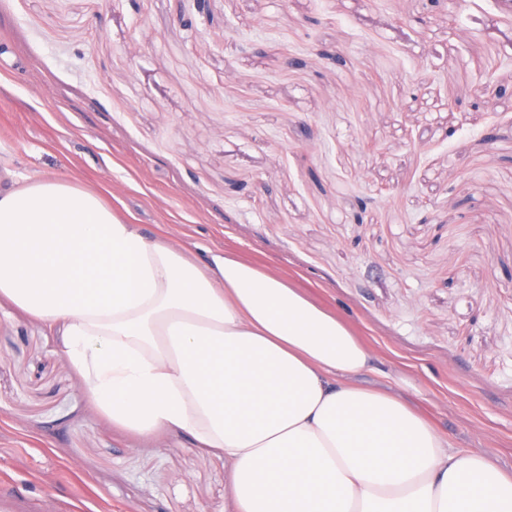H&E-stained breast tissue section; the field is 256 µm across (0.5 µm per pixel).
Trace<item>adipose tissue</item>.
I'll return each instance as SVG.
<instances>
[{"label":"adipose tissue","mask_w":512,"mask_h":512,"mask_svg":"<svg viewBox=\"0 0 512 512\" xmlns=\"http://www.w3.org/2000/svg\"><path fill=\"white\" fill-rule=\"evenodd\" d=\"M121 429L218 450L233 512H512V475L357 377L372 350L280 273L198 261L93 190L0 160V299Z\"/></svg>","instance_id":"obj_1"}]
</instances>
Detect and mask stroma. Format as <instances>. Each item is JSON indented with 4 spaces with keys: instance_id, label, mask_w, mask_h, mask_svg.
Returning <instances> with one entry per match:
<instances>
[{
    "instance_id": "1",
    "label": "stroma",
    "mask_w": 512,
    "mask_h": 512,
    "mask_svg": "<svg viewBox=\"0 0 512 512\" xmlns=\"http://www.w3.org/2000/svg\"><path fill=\"white\" fill-rule=\"evenodd\" d=\"M0 0V158L309 289L455 446L512 471V24L500 0ZM454 91H447L449 76ZM0 305L13 512H230Z\"/></svg>"
}]
</instances>
